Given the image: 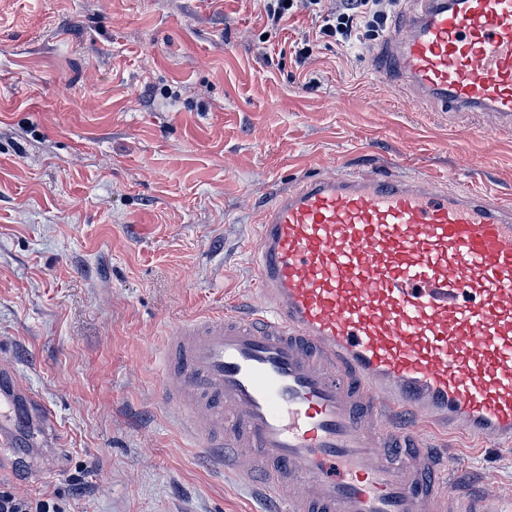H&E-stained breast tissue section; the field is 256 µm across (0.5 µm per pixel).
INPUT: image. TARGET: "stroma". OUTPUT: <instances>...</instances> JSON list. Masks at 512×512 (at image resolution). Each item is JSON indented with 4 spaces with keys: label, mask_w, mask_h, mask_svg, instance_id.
Listing matches in <instances>:
<instances>
[{
    "label": "stroma",
    "mask_w": 512,
    "mask_h": 512,
    "mask_svg": "<svg viewBox=\"0 0 512 512\" xmlns=\"http://www.w3.org/2000/svg\"><path fill=\"white\" fill-rule=\"evenodd\" d=\"M267 28L258 0H0V368L56 414L0 477L58 512H277L190 447L160 350L187 317L257 303V219L308 175L479 181L512 203V127L410 107L377 52ZM470 485L512 487L435 434Z\"/></svg>",
    "instance_id": "35a3bbf8"
}]
</instances>
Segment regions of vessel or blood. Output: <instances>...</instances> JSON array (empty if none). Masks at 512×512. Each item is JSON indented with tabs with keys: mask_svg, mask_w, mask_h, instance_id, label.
Segmentation results:
<instances>
[{
	"mask_svg": "<svg viewBox=\"0 0 512 512\" xmlns=\"http://www.w3.org/2000/svg\"><path fill=\"white\" fill-rule=\"evenodd\" d=\"M387 41L402 81L450 112L512 125V0H406ZM259 301L176 325L166 401L192 443L281 512H497L464 498L426 431L512 445V208L423 178L302 179L258 220ZM0 370V447L19 407ZM410 412L414 424H388Z\"/></svg>",
	"mask_w": 512,
	"mask_h": 512,
	"instance_id": "b4317fda",
	"label": "vessel or blood"
}]
</instances>
